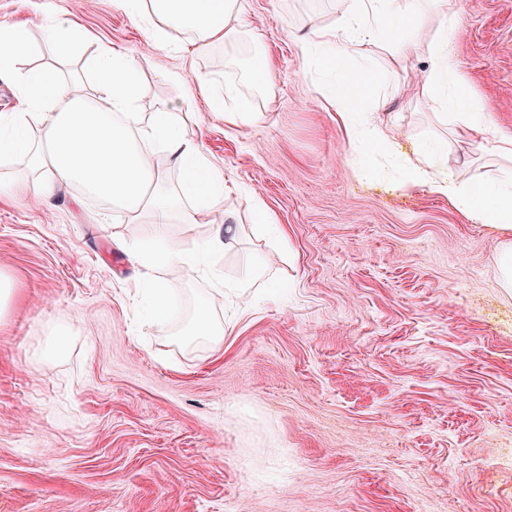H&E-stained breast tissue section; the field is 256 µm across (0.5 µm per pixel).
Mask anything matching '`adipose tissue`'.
<instances>
[{"instance_id":"obj_1","label":"adipose tissue","mask_w":512,"mask_h":512,"mask_svg":"<svg viewBox=\"0 0 512 512\" xmlns=\"http://www.w3.org/2000/svg\"><path fill=\"white\" fill-rule=\"evenodd\" d=\"M389 0H348L335 24L313 26L299 41L305 61L316 68L332 70L335 60L386 54L395 71L409 73L412 60L427 57L429 66L416 84L420 98L442 108L441 120L449 125L458 143L477 144L502 161L503 178H460L450 173L443 152L417 148L401 155L388 128L381 122L356 121L359 91L366 81L361 69L348 70L340 89L319 81L314 90L326 104L335 107L353 151H367L383 158L386 169L399 173V187H424L447 198L468 221L487 224L504 238L497 257L502 287L512 289V134L500 131L481 101L469 90L463 73L450 69L448 57L460 20V0H434L435 13L428 14L403 0L401 13L409 17V32L394 40L380 36L379 21ZM129 20L145 31L147 49L181 55L186 64L170 71L171 84L195 86L212 112L225 123L248 125L254 113L227 106L233 88L220 78L202 77L193 60L221 45L241 40L246 27L239 0H113ZM41 41H34L28 24L0 26V79L14 83L17 103L0 113V156L25 162L42 199H51L64 187H82L130 216L150 211L155 231L145 246H133L136 262L145 273L140 281L154 302L153 321L166 326L170 301L186 278H211L214 294L199 307L183 332L184 338L204 337L215 347L224 343L222 307L226 285L216 269L224 254L236 244L240 227L219 223L202 250L193 252L169 247L167 222L170 210L181 198L195 201L182 220L194 223L197 207L212 212L224 208V179L200 144L187 131L181 113L169 110L145 114L139 110L143 54H131L109 45H99L89 66L92 80L65 67L69 49L83 34L78 23L56 12L42 11L38 18ZM56 47L50 63L29 65L39 43ZM164 155L183 175L182 192L163 189L164 175L155 162Z\"/></svg>"}]
</instances>
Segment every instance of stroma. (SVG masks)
<instances>
[{
	"mask_svg": "<svg viewBox=\"0 0 512 512\" xmlns=\"http://www.w3.org/2000/svg\"><path fill=\"white\" fill-rule=\"evenodd\" d=\"M131 53L145 36L112 0H45ZM453 65L495 123L512 133V0H461ZM255 55L196 59L259 113L235 128L208 101L170 84L179 55L148 53L140 109L194 113L204 153L224 174L241 225L219 266L277 269L234 317L224 349L175 343L135 294L127 248L149 240L150 213L121 212L64 188L42 204L0 197V263L17 289L0 322V512H512V291L500 287V234L447 200L402 190L352 164L320 74L295 38L331 24L344 0H240ZM269 59L272 92L252 68ZM399 120L397 148L448 130L389 59L363 61ZM260 198L288 239L280 259L254 231ZM212 217L172 214L168 243L199 249ZM65 354L43 351L57 328Z\"/></svg>",
	"mask_w": 512,
	"mask_h": 512,
	"instance_id": "1",
	"label": "stroma"
}]
</instances>
